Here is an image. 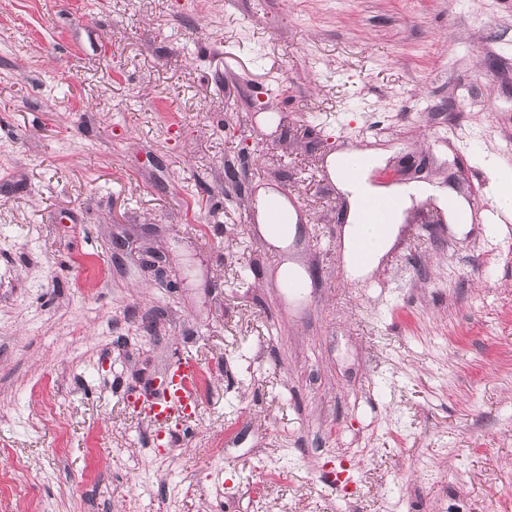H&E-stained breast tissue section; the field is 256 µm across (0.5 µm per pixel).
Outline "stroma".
<instances>
[{"label": "stroma", "instance_id": "stroma-1", "mask_svg": "<svg viewBox=\"0 0 512 512\" xmlns=\"http://www.w3.org/2000/svg\"><path fill=\"white\" fill-rule=\"evenodd\" d=\"M350 150L485 206L350 279ZM501 166L512 0H0V512H512ZM198 364L192 357L183 358L168 374L160 396L148 397L143 409L158 427L186 418L198 405Z\"/></svg>", "mask_w": 512, "mask_h": 512}]
</instances>
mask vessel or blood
Instances as JSON below:
<instances>
[{
	"instance_id": "b4317fda",
	"label": "vessel or blood",
	"mask_w": 512,
	"mask_h": 512,
	"mask_svg": "<svg viewBox=\"0 0 512 512\" xmlns=\"http://www.w3.org/2000/svg\"><path fill=\"white\" fill-rule=\"evenodd\" d=\"M198 395V364L186 357L168 374L161 395L148 397L143 409L152 423L162 427L191 415L198 405Z\"/></svg>"
}]
</instances>
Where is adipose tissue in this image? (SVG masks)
Here are the masks:
<instances>
[{
    "instance_id": "1",
    "label": "adipose tissue",
    "mask_w": 512,
    "mask_h": 512,
    "mask_svg": "<svg viewBox=\"0 0 512 512\" xmlns=\"http://www.w3.org/2000/svg\"><path fill=\"white\" fill-rule=\"evenodd\" d=\"M380 161V156L375 154L344 152L334 156L330 163V172L332 176L336 177L338 186L350 195L345 244L348 252V270L354 277L367 275L378 265L399 232L404 207L410 206L412 201L431 196L435 198L440 208L447 210L450 223L463 228L472 221L471 211L465 200L448 192L447 189L430 184L390 186L374 184L370 179V174ZM349 165L356 166L360 170L359 179L349 181L341 178V170ZM368 196L397 198L402 202L401 208L385 215L386 229L384 233H377L375 224L369 222L361 209L362 200ZM365 236L372 238L373 247L364 258H355L354 250L359 240Z\"/></svg>"
}]
</instances>
